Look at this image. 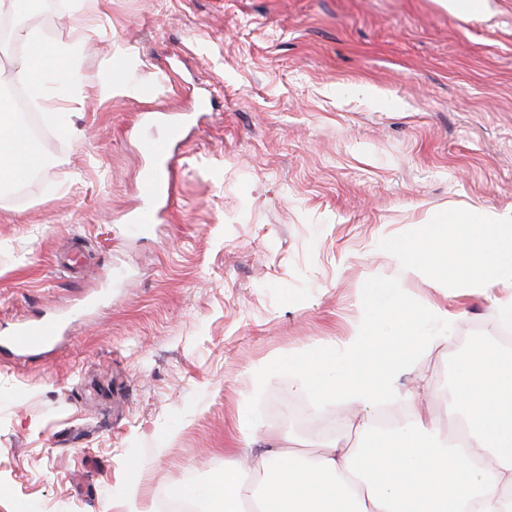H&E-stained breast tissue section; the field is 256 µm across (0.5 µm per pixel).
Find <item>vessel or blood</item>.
Returning a JSON list of instances; mask_svg holds the SVG:
<instances>
[{"mask_svg":"<svg viewBox=\"0 0 512 512\" xmlns=\"http://www.w3.org/2000/svg\"><path fill=\"white\" fill-rule=\"evenodd\" d=\"M180 137L179 127H171L167 136L146 137L140 142L150 164L139 182L141 205L130 222L144 230L159 221L175 194L176 169L172 146ZM64 317H40L18 321L0 330V352L39 355L52 351L60 339Z\"/></svg>","mask_w":512,"mask_h":512,"instance_id":"b4317fda","label":"vessel or blood"}]
</instances>
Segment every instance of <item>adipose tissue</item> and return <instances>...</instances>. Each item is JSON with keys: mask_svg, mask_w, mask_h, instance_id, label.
Here are the masks:
<instances>
[{"mask_svg": "<svg viewBox=\"0 0 512 512\" xmlns=\"http://www.w3.org/2000/svg\"><path fill=\"white\" fill-rule=\"evenodd\" d=\"M13 74L35 93L67 97L77 81L69 67L28 59ZM29 149L9 111L0 112V180L30 171ZM414 269H432L458 293L512 289V219L448 211L403 254ZM458 315L434 307L416 314L400 303L386 319L367 315L335 352L313 351L292 367L291 388L320 407L342 402L338 427L360 431L380 404L421 408V387L405 388L420 354L446 343ZM460 368L457 411L469 424L465 446L440 437L435 420L400 428L372 447L324 448L301 457L263 425L245 423L250 464L236 457L199 493L198 512H512V364L489 348Z\"/></svg>", "mask_w": 512, "mask_h": 512, "instance_id": "obj_1", "label": "adipose tissue"}]
</instances>
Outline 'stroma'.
I'll list each match as a JSON object with an SVG mask.
<instances>
[{
	"label": "stroma",
	"instance_id": "stroma-1",
	"mask_svg": "<svg viewBox=\"0 0 512 512\" xmlns=\"http://www.w3.org/2000/svg\"><path fill=\"white\" fill-rule=\"evenodd\" d=\"M498 25L439 0H48L14 15L44 50L77 46L83 81L34 105L49 162L0 196V325L67 312L49 359L0 358V512H159L245 452L250 410L315 452L355 433L307 402L285 362L353 333L379 294L459 312L419 356L425 407L455 419L456 344L502 334L511 292L454 295L391 244L456 208L512 217V0ZM214 112L177 149V200L151 232L126 224L147 160L139 96ZM82 266L59 271L74 245Z\"/></svg>",
	"mask_w": 512,
	"mask_h": 512
}]
</instances>
